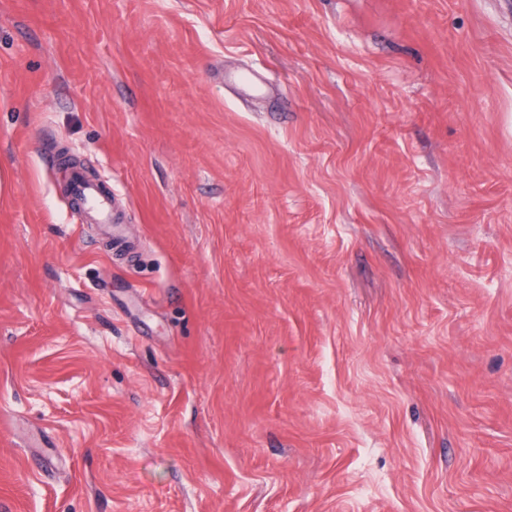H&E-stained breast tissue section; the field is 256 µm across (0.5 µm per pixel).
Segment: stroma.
I'll use <instances>...</instances> for the list:
<instances>
[{"mask_svg": "<svg viewBox=\"0 0 512 512\" xmlns=\"http://www.w3.org/2000/svg\"><path fill=\"white\" fill-rule=\"evenodd\" d=\"M2 414L0 512H512V9L0 0ZM70 183V202L67 203L70 213L79 224L108 226L112 235V224H120L112 186L103 188L102 183L86 179L78 169L72 171Z\"/></svg>", "mask_w": 512, "mask_h": 512, "instance_id": "1", "label": "stroma"}]
</instances>
